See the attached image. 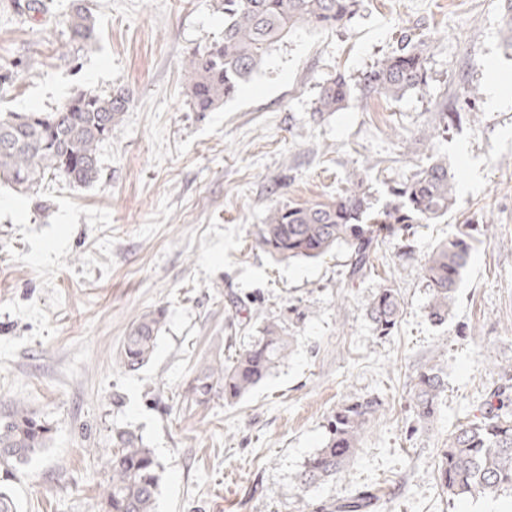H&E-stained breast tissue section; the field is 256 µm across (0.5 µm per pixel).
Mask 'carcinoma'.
<instances>
[{
	"mask_svg": "<svg viewBox=\"0 0 512 512\" xmlns=\"http://www.w3.org/2000/svg\"><path fill=\"white\" fill-rule=\"evenodd\" d=\"M358 0H219L224 36L184 60L187 97L195 112H211L235 96L263 63L268 49L299 25L337 28L345 24ZM66 45L89 49L96 43V21L85 8L69 16ZM426 83L425 44L401 40L400 46L363 74V91L399 98ZM350 96V85L339 73L320 89L319 112H334ZM130 98L122 92L88 91L71 96L53 112H0V181L24 193L33 192L49 174L88 185L98 181V149L112 135L127 111ZM396 201L375 210L363 182L346 188L331 204H287L270 208L258 225L255 243L281 259H318L342 247L350 256L351 275H364L379 240L408 241L413 225L429 224L448 213L456 196L455 176L444 161H434L393 189ZM472 250L467 235L439 243L423 267L433 290L427 317L435 325L448 320L462 272ZM398 289L378 288L366 306V316L378 337L390 335L403 314ZM165 310L155 308L133 322L120 347L118 360L137 371L152 357L164 326ZM294 343L287 324L265 320L256 335L227 358L204 365L187 384L185 397L205 404L215 395L238 399L262 384L283 364ZM497 386L484 400L481 416L448 434L438 454V479L454 499L512 490V364L499 368ZM443 372L435 365L413 380L411 402L418 425L434 418L444 391ZM381 407L375 398L355 397L336 407L328 423V438L295 475L308 489L333 481L353 456L366 425ZM53 427L24 409L0 418V474L11 477L46 448ZM109 477L102 498L107 512H154L161 464L142 437L129 429L112 432ZM373 494L357 493L313 512H365L378 506Z\"/></svg>",
	"mask_w": 512,
	"mask_h": 512,
	"instance_id": "1",
	"label": "carcinoma"
}]
</instances>
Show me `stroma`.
Listing matches in <instances>:
<instances>
[{
    "label": "stroma",
    "mask_w": 512,
    "mask_h": 512,
    "mask_svg": "<svg viewBox=\"0 0 512 512\" xmlns=\"http://www.w3.org/2000/svg\"><path fill=\"white\" fill-rule=\"evenodd\" d=\"M42 2L23 13L0 0V58L12 64L0 108L48 112L119 88L131 102L100 146L93 185L58 176L26 194L0 182V416L23 407L53 426L9 482L20 512H103L116 428L141 435L162 465L155 512H311L366 489L376 512H512V491L452 499L437 474L442 441L478 416L499 366L512 364V92L488 95L491 71L512 81L501 0H360L342 27L293 29L210 112L191 109L182 64L223 35L217 0H82L96 45L65 53L75 0ZM403 31L429 42L426 86L396 100L364 94L363 72ZM339 73L348 101L317 111ZM440 110L458 118L437 138ZM435 160L455 175L454 205L415 225L410 249L380 242L364 277L350 278L342 248L288 262L255 245L275 204L331 203L359 180L378 209ZM461 233L474 248L437 326L422 266ZM384 285L405 310L380 338L365 308ZM159 306L153 356L125 370L128 328ZM272 317L296 338L284 364L240 399L187 401V383L230 354L236 330ZM429 365L447 389L417 430L409 391ZM350 397L382 407L339 478L298 489Z\"/></svg>",
    "instance_id": "stroma-1"
}]
</instances>
